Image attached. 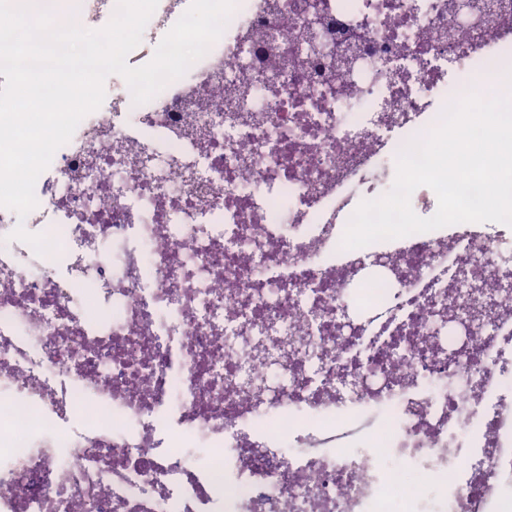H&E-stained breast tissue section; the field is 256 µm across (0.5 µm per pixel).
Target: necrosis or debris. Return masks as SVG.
<instances>
[{
    "mask_svg": "<svg viewBox=\"0 0 512 512\" xmlns=\"http://www.w3.org/2000/svg\"><path fill=\"white\" fill-rule=\"evenodd\" d=\"M309 1L235 0L146 103L115 78L36 208H0V512H512V287L480 276L512 227L391 240L378 273L341 247L512 68V0L464 34L452 0Z\"/></svg>",
    "mask_w": 512,
    "mask_h": 512,
    "instance_id": "necrosis-or-debris-1",
    "label": "necrosis or debris"
}]
</instances>
